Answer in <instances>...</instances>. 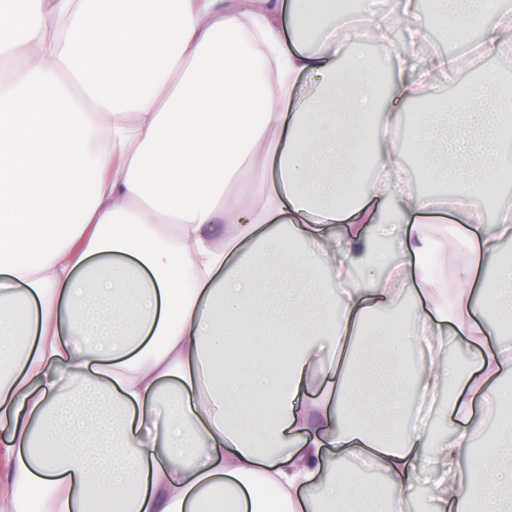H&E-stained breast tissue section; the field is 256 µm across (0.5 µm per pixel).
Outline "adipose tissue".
I'll return each mask as SVG.
<instances>
[{
    "label": "adipose tissue",
    "instance_id": "ef3b65f1",
    "mask_svg": "<svg viewBox=\"0 0 512 512\" xmlns=\"http://www.w3.org/2000/svg\"><path fill=\"white\" fill-rule=\"evenodd\" d=\"M314 2L0 0V512H413L426 447L424 512H512V207L481 206L512 168V86L439 95L460 58L418 0H361L351 50L330 0L308 49ZM438 12L450 42L507 49L497 0ZM405 142L464 198L456 230L394 182ZM451 332L495 342L453 364Z\"/></svg>",
    "mask_w": 512,
    "mask_h": 512
}]
</instances>
